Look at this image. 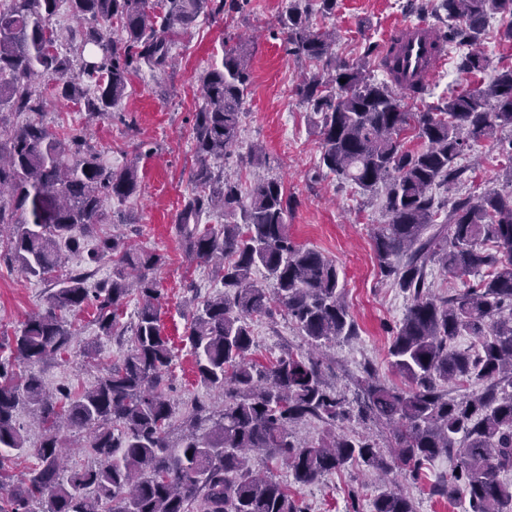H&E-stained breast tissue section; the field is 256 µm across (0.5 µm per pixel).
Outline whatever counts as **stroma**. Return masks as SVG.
Returning <instances> with one entry per match:
<instances>
[{
    "label": "stroma",
    "mask_w": 512,
    "mask_h": 512,
    "mask_svg": "<svg viewBox=\"0 0 512 512\" xmlns=\"http://www.w3.org/2000/svg\"><path fill=\"white\" fill-rule=\"evenodd\" d=\"M289 0H247L241 9L215 18H198L177 37L172 49L174 64L164 70L142 67L131 74L121 103L105 116L90 120L73 101L58 96L53 83L38 79L47 100L43 121L54 131L87 127L89 143L112 166L137 160L141 176L138 196L125 203L105 201L107 212L122 213L129 223L124 231L140 248L164 256L154 277L162 292L161 320L174 345L166 392L174 407L173 423L182 427L194 405L217 403V392L201 382L195 357L182 336L193 306L220 289L214 264L189 260L175 230L183 199L191 188L196 163L192 125L204 104L200 77L220 63L224 48H240L250 60L252 85L244 104L242 130L236 150L224 161V171L250 189L258 180L278 179L285 193L295 199L288 213L290 233L299 244L333 260L340 285L357 328L349 340L327 343L321 350L329 383L355 397L357 381L366 373L399 385L402 375L392 366L387 348L410 301L405 293L381 276L373 236L382 220L381 198H369L335 174L318 172L321 140L316 118L295 94L302 76L314 73L311 65L298 64L287 52L277 18ZM421 9L405 10V0H336L332 14L312 13L317 29L335 31L336 54L346 60L362 57L369 42H383L389 27L399 21L423 20L434 28L444 22L433 10V0H420ZM500 21L491 18L484 39L490 58L488 71L466 75L446 64L425 86L420 98L405 97L416 112L443 105L449 96L487 84L495 71L512 65V42L500 40ZM263 145L270 157L264 166L246 164L254 145ZM465 179L450 189H437L438 197H455L486 189H505L512 176L502 165L494 141L483 142L464 155ZM48 283L26 277L18 269L0 265V337L13 335L30 313L43 306ZM95 308L76 313L78 328L69 351L32 365L31 371L47 391L67 387L74 394L92 390L106 366L121 359L129 348L126 338L105 337L94 321ZM252 359L268 362L288 350L307 351L308 345L286 315L275 314L254 322ZM92 349L95 359L84 351ZM16 418L26 439L25 450L4 449L15 472L34 463V448L41 427L31 405H19ZM256 469L290 484L307 512H346L358 501L361 512H370L373 500L385 489L382 481L364 466L352 463L326 475L318 483L300 485L285 465L258 456ZM457 463L455 453L443 454L424 468L418 479L397 476L411 497L416 512H465L462 498L450 499L436 488Z\"/></svg>",
    "instance_id": "stroma-1"
}]
</instances>
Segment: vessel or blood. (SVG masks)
<instances>
[{
  "mask_svg": "<svg viewBox=\"0 0 512 512\" xmlns=\"http://www.w3.org/2000/svg\"><path fill=\"white\" fill-rule=\"evenodd\" d=\"M384 46L390 51L391 65L399 71L396 86L403 92L425 83L448 55V46L439 33L423 22L395 23L387 32Z\"/></svg>",
  "mask_w": 512,
  "mask_h": 512,
  "instance_id": "vessel-or-blood-1",
  "label": "vessel or blood"
}]
</instances>
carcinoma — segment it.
Returning <instances> with one entry per match:
<instances>
[{"label":"carcinoma","instance_id":"obj_1","mask_svg":"<svg viewBox=\"0 0 512 512\" xmlns=\"http://www.w3.org/2000/svg\"><path fill=\"white\" fill-rule=\"evenodd\" d=\"M60 0H10L0 10V112L35 115L21 126L0 124V229H8L0 263L51 284L43 310L11 338H0V449L25 447L16 426L20 401L36 406L43 433L38 464L17 482L0 454V512H306L287 485L247 466L263 451L280 460L295 482L314 484L358 462L384 474L423 465L457 449L458 464L444 493L468 500L467 512H512V484L498 478L512 469V190L439 200L433 188L463 180L458 159L499 129H512V68L487 85L448 98L442 107L405 109L393 87L373 81L364 63L336 56L332 32L310 26V5L289 0L277 18L288 53L322 63L303 76L296 94L318 116L320 167L372 195L386 186L385 224L374 237L382 275L409 292L411 304L389 345L392 365L406 387L372 373L358 380L350 401L325 379L323 363L288 351L268 366L254 365L251 322L286 314L313 348L354 335L355 324L339 287L336 265L289 233L292 200L280 181L257 183L243 196L238 181L212 161L237 142L251 71L238 49L224 50L221 65L202 78L204 105L193 126L194 187L179 213L176 231L189 258L218 266L223 291L193 312L184 339L196 355L199 378L218 389V410L200 406L171 443L173 406L164 392L173 362L164 335L162 293L151 271L163 256L135 248L123 236L101 237L87 248L84 237L108 223L107 199L140 191L135 162L106 164L79 129L53 132L37 116L43 107L38 75L58 95L83 104L90 116L107 114L126 94L138 64L155 69L172 60L178 31L200 16L235 10L239 0H67L91 26L62 51L51 18ZM444 13L448 44L462 50L457 70L476 74L490 66L482 48L488 19L509 17L501 38L512 42V0H435ZM345 83H340V80ZM412 130L422 147L407 149ZM226 217L200 228L202 215ZM89 264L113 263L112 276L86 287L87 271L59 278L63 251ZM454 276L485 275L450 298L430 296L426 268ZM263 268L273 288L253 277ZM138 294L136 320L120 325L125 300ZM105 336L130 332L123 360L105 369L97 386L77 397L66 388L46 392L38 377L17 372L65 352L74 336L66 316L87 304ZM467 334L478 351L453 346ZM483 384L459 397L443 382ZM392 431L390 454L369 438L336 433L352 413ZM315 418L326 439L297 441L292 425ZM91 432L96 464L63 471L62 425ZM207 428L201 434L199 429ZM462 436L456 441V436ZM371 512H415L412 499L393 488L374 499Z\"/></svg>","mask_w":512,"mask_h":512}]
</instances>
